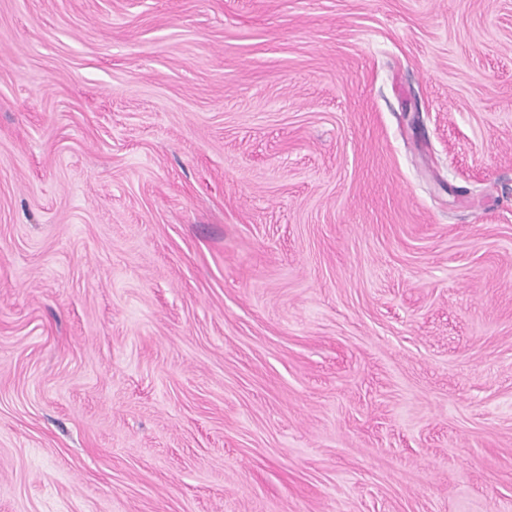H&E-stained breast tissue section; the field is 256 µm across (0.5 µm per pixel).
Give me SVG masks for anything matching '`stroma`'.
I'll use <instances>...</instances> for the list:
<instances>
[{
  "label": "stroma",
  "instance_id": "stroma-1",
  "mask_svg": "<svg viewBox=\"0 0 512 512\" xmlns=\"http://www.w3.org/2000/svg\"><path fill=\"white\" fill-rule=\"evenodd\" d=\"M0 512H512V0H0Z\"/></svg>",
  "mask_w": 512,
  "mask_h": 512
}]
</instances>
